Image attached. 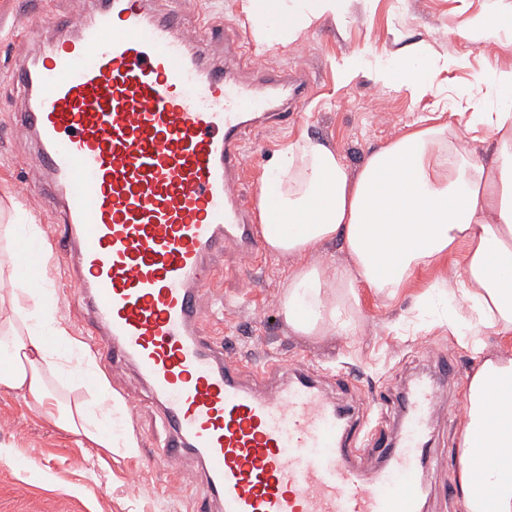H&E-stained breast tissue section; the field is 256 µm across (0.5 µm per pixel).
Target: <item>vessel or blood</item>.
Segmentation results:
<instances>
[{
    "instance_id": "1",
    "label": "vessel or blood",
    "mask_w": 512,
    "mask_h": 512,
    "mask_svg": "<svg viewBox=\"0 0 512 512\" xmlns=\"http://www.w3.org/2000/svg\"><path fill=\"white\" fill-rule=\"evenodd\" d=\"M223 19L186 28L155 0H91L8 78L24 109L16 131L36 149L41 191L74 253L100 363H132L162 408L156 461L196 455L218 512H423L432 422L460 379L447 356L402 379L396 427L363 432L354 411L302 360L248 365L205 325L219 297L210 259L263 256L240 185L247 137L284 127L308 95L297 68L259 63L234 42L236 70L206 49ZM378 462L364 479L358 458Z\"/></svg>"
}]
</instances>
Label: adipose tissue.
Here are the masks:
<instances>
[{
    "mask_svg": "<svg viewBox=\"0 0 512 512\" xmlns=\"http://www.w3.org/2000/svg\"><path fill=\"white\" fill-rule=\"evenodd\" d=\"M313 2L302 10L288 0H242V10L263 42L267 20L281 19L276 39L286 43L320 18L344 14L352 0ZM478 80L495 97L470 118L493 137L484 156L461 151L441 125L403 134L355 172L334 148L303 137L266 172L276 197L257 196L260 230L270 254L298 261L281 302L295 333L350 335L360 287L393 293L418 269L454 253L460 262L453 281L429 289L427 300L462 338L512 332V67ZM338 239L345 263L312 261L318 247ZM70 341L49 293L0 275V388L25 392L46 420L96 447H136L130 433L116 436L92 423L85 403L65 405L50 394L57 347ZM473 352L460 446L483 448L485 457L461 464L462 512H512V359L484 356L479 346Z\"/></svg>",
    "mask_w": 512,
    "mask_h": 512,
    "instance_id": "ef3b65f1",
    "label": "adipose tissue"
}]
</instances>
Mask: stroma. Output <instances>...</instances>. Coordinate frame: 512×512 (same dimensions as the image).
I'll return each mask as SVG.
<instances>
[{
	"label": "stroma",
	"mask_w": 512,
	"mask_h": 512,
	"mask_svg": "<svg viewBox=\"0 0 512 512\" xmlns=\"http://www.w3.org/2000/svg\"><path fill=\"white\" fill-rule=\"evenodd\" d=\"M36 4L48 15L83 8L82 0H0V69L11 67L23 53L20 40ZM179 7L190 25L203 11L228 19L224 34L216 35L209 47L212 64L223 65L225 41L253 34L241 0H180ZM485 14L498 15L504 25L512 26V0H354L346 15L319 19L297 41L263 46V63L275 68L294 66L299 56H306L313 90L294 126L249 136L256 165L242 181L244 197L256 201L261 179L277 153L304 135L339 151L353 169L399 135L437 119L450 124L470 149L482 150L487 132L468 128L466 117L488 108L493 97L477 77L512 65V50L498 39L476 44L462 36L466 20ZM418 43L428 48L423 62L441 66L432 90L416 95L398 83L377 87L372 79L376 64L410 66L411 48ZM351 55L361 71L347 81L340 65ZM14 120V111L0 109V247L9 246L10 228L19 219L35 225L39 240L58 234L44 197L26 190L40 160L29 143L15 135ZM457 261L450 255L417 271L392 297L361 289L353 335L312 337L294 333L280 311L295 259L264 255L252 273L256 288L250 293L235 257L227 255L216 261L224 309L214 327L236 339L247 361L298 358L316 365L330 395L342 403L362 404L361 423L366 426L385 411V400L400 376L425 369L423 348L445 351L463 368L474 370L473 354L439 322L436 311L417 307L430 286L456 270ZM30 275L65 285L55 316L83 344L61 358L54 393L66 404L91 405L94 386L102 379L117 404L137 397L140 409L122 417L123 428L132 432L137 446L110 452L94 447L49 424L22 393L0 389V512H193L194 501L204 492L200 463L190 456L153 463L165 428L145 384L132 366L108 370L94 363V330L74 289L68 288L59 260H35ZM461 429V421L442 420L430 430L440 463L425 472L424 512H462L459 494L445 492L447 485L459 482Z\"/></svg>",
	"instance_id": "1"
}]
</instances>
